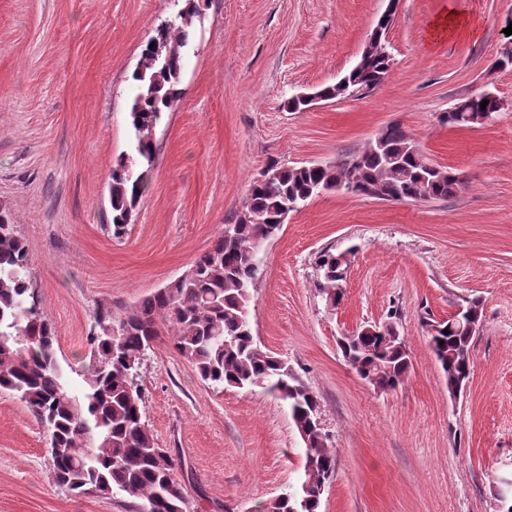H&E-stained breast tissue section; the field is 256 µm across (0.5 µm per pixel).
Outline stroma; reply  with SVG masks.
Returning a JSON list of instances; mask_svg holds the SVG:
<instances>
[{
	"label": "stroma",
	"mask_w": 512,
	"mask_h": 512,
	"mask_svg": "<svg viewBox=\"0 0 512 512\" xmlns=\"http://www.w3.org/2000/svg\"><path fill=\"white\" fill-rule=\"evenodd\" d=\"M388 0H206L185 50L182 97L154 130L157 155L131 224H111L112 168L133 151V72L173 0H0V200L31 251L64 377L82 393L97 308L124 312L180 276L241 214L269 166L335 161L398 123L460 178L452 197L350 193L290 212L260 254L253 334L318 396L336 473L320 512H495L512 471V69H493L512 0H398L385 82L303 112L290 97L357 62ZM455 17L446 36L434 24ZM504 102L478 129L439 117L484 90ZM350 252L343 297L317 284L323 251ZM481 298L470 381L450 398L426 326ZM394 319L411 360L383 392L344 361L340 336ZM143 419L181 462L187 512H257L296 488L304 444L260 389L205 383L171 339L147 351ZM115 492L54 479L47 434L0 392V512H138Z\"/></svg>",
	"instance_id": "stroma-1"
}]
</instances>
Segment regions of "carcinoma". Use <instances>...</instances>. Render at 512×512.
I'll use <instances>...</instances> for the list:
<instances>
[{"label":"carcinoma","instance_id":"1","mask_svg":"<svg viewBox=\"0 0 512 512\" xmlns=\"http://www.w3.org/2000/svg\"><path fill=\"white\" fill-rule=\"evenodd\" d=\"M196 0H185L179 17L157 28L142 50L143 69L136 82L129 121L135 134L136 156L124 155L112 169L111 208L114 234L131 223L147 189L157 147L152 129L163 113L174 109L181 96L182 48L187 44ZM164 42L167 53L155 59L150 44ZM387 54L377 52L365 66L346 75L347 95L376 88L389 73ZM486 109H500L499 96L480 92L461 100L463 106L445 112L452 128L474 125L472 118ZM383 150L368 145L363 151L314 167L269 166L249 187L246 217L224 225L233 239L220 233L211 248L192 264L193 273L174 279L132 309L114 314L109 307L95 311L91 366L81 395L64 379L56 356V329L41 309L30 275V249L16 230L8 204L0 205V391L17 395L48 433L55 479L72 491L115 490L135 498L153 512H186V495L175 472L178 459L156 446L143 421L144 401L135 383L137 368L147 350L162 336L214 387L259 388L288 404L297 430L304 432V478L298 488L265 504L263 512H319L325 487L336 471V451L317 423L320 402L293 367L261 349L249 319L251 290L258 269L250 256L254 238L280 231L291 200L306 202L324 187L338 184L364 192L379 183L387 200H431L453 196L458 183L446 170L426 169L398 123L380 131ZM318 288L325 300L341 298L343 264L326 250L318 260ZM463 315L482 323L483 303L466 301ZM429 345L448 390L465 387L470 377L473 335L458 319L429 325ZM339 348L345 362L373 387L394 390L408 375L410 359L394 321L386 331L368 325L343 336Z\"/></svg>","mask_w":512,"mask_h":512}]
</instances>
